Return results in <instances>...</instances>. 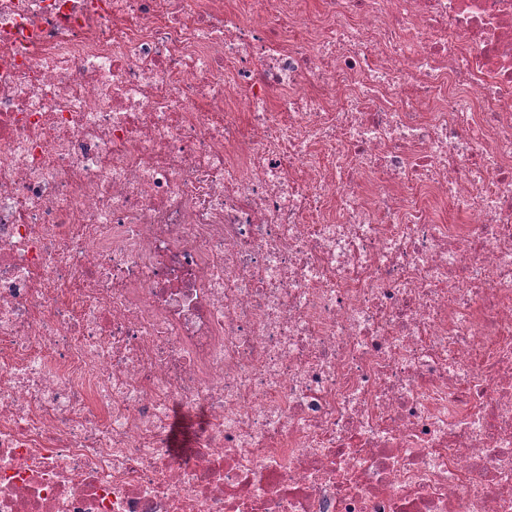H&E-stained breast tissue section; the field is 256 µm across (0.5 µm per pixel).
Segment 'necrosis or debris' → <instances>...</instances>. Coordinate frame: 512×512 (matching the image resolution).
Returning a JSON list of instances; mask_svg holds the SVG:
<instances>
[{"instance_id": "1", "label": "necrosis or debris", "mask_w": 512, "mask_h": 512, "mask_svg": "<svg viewBox=\"0 0 512 512\" xmlns=\"http://www.w3.org/2000/svg\"><path fill=\"white\" fill-rule=\"evenodd\" d=\"M0 512H512V0H0Z\"/></svg>"}]
</instances>
